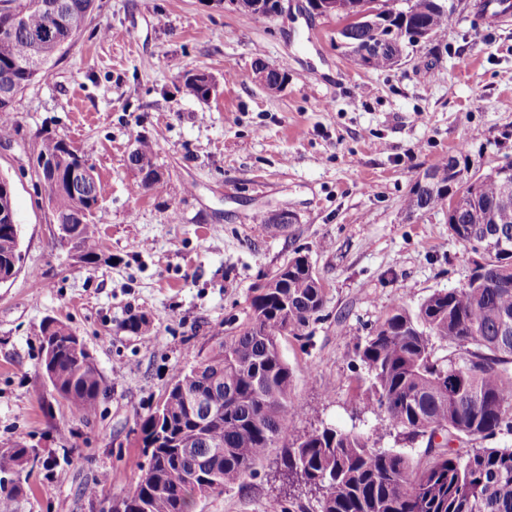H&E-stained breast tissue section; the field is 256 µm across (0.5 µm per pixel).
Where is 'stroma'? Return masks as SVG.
<instances>
[{
    "mask_svg": "<svg viewBox=\"0 0 512 512\" xmlns=\"http://www.w3.org/2000/svg\"><path fill=\"white\" fill-rule=\"evenodd\" d=\"M480 0H446L448 28L407 49L399 65L364 69L336 45L341 23L307 0H282L257 19L231 0H95L86 28L52 77L19 97L15 131L0 140V176L14 187L22 267L0 285V448L39 462L21 473L17 512H109L143 460L140 416L174 376L217 347L250 288L308 254L327 291L308 339H283L291 396L320 419L370 434L354 398L357 344L395 305L465 284L474 253L441 210L408 212L415 182L445 159L465 175L512 160V17ZM286 67L268 92L255 60ZM209 73L205 102L182 77ZM76 147L108 185L89 265L53 236L49 192L33 158L45 135ZM155 145L162 187L144 192L127 158ZM288 211L272 234L257 214ZM145 317L146 332L126 327ZM65 324L89 350L108 391L89 419L71 415L40 370V326ZM270 449L237 486L197 498L193 512H317L314 498L280 492Z\"/></svg>",
    "mask_w": 512,
    "mask_h": 512,
    "instance_id": "35a3bbf8",
    "label": "stroma"
}]
</instances>
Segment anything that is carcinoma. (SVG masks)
Returning <instances> with one entry per match:
<instances>
[{"label":"carcinoma","mask_w":512,"mask_h":512,"mask_svg":"<svg viewBox=\"0 0 512 512\" xmlns=\"http://www.w3.org/2000/svg\"><path fill=\"white\" fill-rule=\"evenodd\" d=\"M0 120L12 135L18 96L39 80L58 54L35 37L53 30L73 39L87 25L94 0H0ZM406 8L381 13L372 23L339 28L342 47L362 67L396 65L406 52L402 30L425 29L436 37L452 20L441 0H405ZM266 88L278 91L286 71L258 60ZM188 94L208 100L205 78L185 76ZM56 159L58 175L47 183L56 223L72 235L88 264L99 258L97 218L104 186L94 168L73 180L76 160L65 142L41 139L36 162ZM153 143L141 138L129 154L138 188L163 183ZM447 160L429 170L432 181L415 184L409 211H448V231L474 253L482 240L501 234L504 248L475 262L459 288L437 291L412 311L392 307L374 326L354 359L366 372L356 399L377 420L374 433L396 435L404 444L425 445L426 460L400 448H378L370 438L323 425L301 435L288 422L315 418L317 408L291 398L292 371L281 340L303 336L320 317L326 290L297 250L275 285L253 288L244 317L225 320L224 341L187 372L179 373L161 404L139 422V444L147 465L123 497L125 512H190L194 497L232 488L275 447L288 480L319 494L318 512H512V447L483 442L512 435V183L485 178L469 207L448 205ZM10 181L0 176V282L21 268L19 235ZM40 368L70 411L96 413L107 387L94 361L77 355L74 333L55 319L41 325ZM447 354L436 356L435 341ZM17 470L37 462L30 448L7 449ZM20 487L0 482V506L16 512Z\"/></svg>","instance_id":"carcinoma-1"}]
</instances>
